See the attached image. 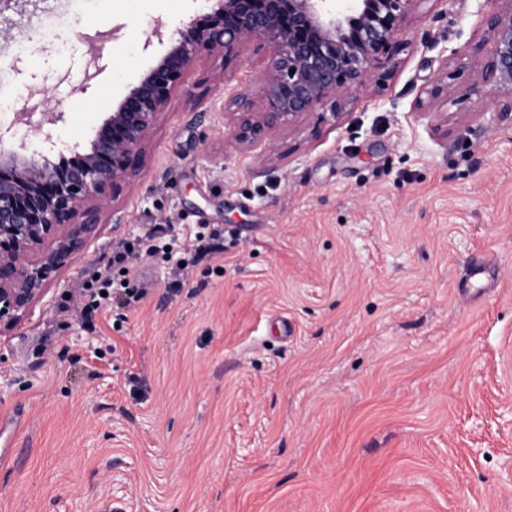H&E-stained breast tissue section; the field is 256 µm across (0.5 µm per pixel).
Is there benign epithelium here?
I'll return each mask as SVG.
<instances>
[{
    "label": "benign epithelium",
    "mask_w": 512,
    "mask_h": 512,
    "mask_svg": "<svg viewBox=\"0 0 512 512\" xmlns=\"http://www.w3.org/2000/svg\"><path fill=\"white\" fill-rule=\"evenodd\" d=\"M211 10L176 29L171 46L113 106L86 149L57 150L53 112L38 127L43 148L30 154L0 138V323L18 325L94 234L117 187L141 169L150 131L187 69L260 41L270 73L257 97L234 92L231 139L273 147L281 127L357 86L402 34L414 0H213ZM486 71L509 93L498 113L512 115V8L488 16Z\"/></svg>",
    "instance_id": "7a95c632"
}]
</instances>
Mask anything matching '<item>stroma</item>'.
<instances>
[{"instance_id": "obj_1", "label": "stroma", "mask_w": 512, "mask_h": 512, "mask_svg": "<svg viewBox=\"0 0 512 512\" xmlns=\"http://www.w3.org/2000/svg\"><path fill=\"white\" fill-rule=\"evenodd\" d=\"M206 7L11 0L0 138L37 148L14 119L53 108L59 145L89 146L168 51L155 27ZM510 8L414 0L363 82L271 154L196 105L258 90L268 49L195 63L115 192L123 223L0 329V512H512V119L481 75L485 19ZM156 224L222 249L178 282L133 254L140 300L65 308Z\"/></svg>"}]
</instances>
